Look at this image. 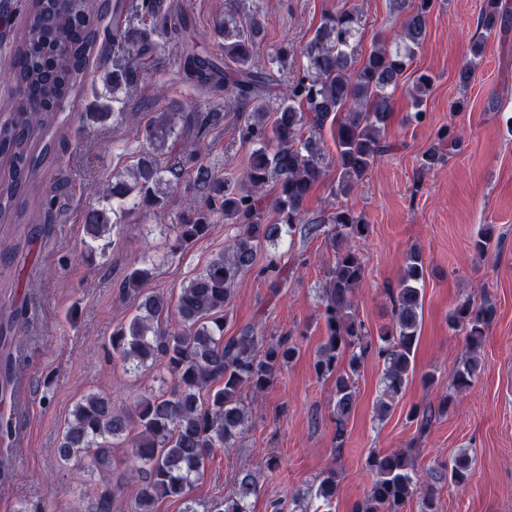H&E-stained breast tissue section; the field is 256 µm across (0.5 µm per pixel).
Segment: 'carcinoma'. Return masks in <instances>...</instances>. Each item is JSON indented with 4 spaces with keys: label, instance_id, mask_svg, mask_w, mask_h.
<instances>
[{
    "label": "carcinoma",
    "instance_id": "carcinoma-1",
    "mask_svg": "<svg viewBox=\"0 0 512 512\" xmlns=\"http://www.w3.org/2000/svg\"><path fill=\"white\" fill-rule=\"evenodd\" d=\"M435 0H392L400 18L393 44L377 47L356 63L361 17L343 9L322 16L309 42L298 50L302 59L297 75L279 87L275 72L288 67V47L268 55L267 65L255 66L264 34V19L254 13L241 24L224 19V93L250 107L242 126V139L252 145L243 175L229 180L210 167L194 162V155L176 157L169 141L185 112H160L136 130L143 141L127 175H117L101 190L107 204L89 209L84 232L88 249L106 238L131 210L161 209L168 194L185 178L209 191V206L188 208L173 225L174 249H185L210 233L214 216L237 226L205 269L188 279L177 300L144 285L154 276L155 263L145 258L126 273L122 293L137 302L135 314L112 332V356L134 370L161 365L172 378L164 394L140 396L130 406H118L102 394H88L75 405L57 448L68 465L91 460L102 482L91 497L87 512H115L114 458L108 440L120 439L130 448L135 473L136 512H155L163 499L180 501L183 512H251L250 498L258 491L255 471L239 470L236 488L211 503L192 497L193 485L206 460L215 452L237 447L248 431L250 411L245 394L271 386L299 353L290 333L265 338L251 326L224 337V312L239 275L254 267L258 248L265 243L295 237L324 236L334 252L321 295L325 339L318 347L313 369L319 378H334L332 412L336 420L337 448L344 443L345 423L354 411L361 365L373 355L383 365L377 416L383 420L399 403L415 373V351L422 317V288L426 267L418 251L408 253L397 288L390 291L392 320L369 330L358 319L355 290L365 275V263L356 242L369 236L363 214L338 206L327 216L309 217L305 204L311 190L325 175V146L320 130L327 126L336 145L337 195L348 196L363 183L374 166L390 151L385 137L393 112L394 94L404 85L416 52L428 33ZM100 0H29L30 25L8 59L0 63V80L15 90V106L0 113V226L10 223L20 196L37 185L49 147L36 150L37 136L56 123L66 102L80 93L86 62L97 44L96 23ZM480 35L468 61L458 73L465 90L471 83L488 38L512 32V8L507 0H483L477 18ZM112 39L141 54L147 36L133 39L116 31ZM189 70L207 78L217 63L199 54L187 59ZM105 81L112 93L96 99V116L121 115L123 90L132 78L126 67L113 66ZM432 76H416L406 92L412 101V122H425L424 102ZM437 143L422 156L424 175L442 166L462 148L453 127L439 130ZM276 186L273 224L266 223L269 184ZM495 238L492 224L484 225L474 249L484 253ZM260 274L274 292L287 283L281 257L267 258ZM495 315L492 301H459L448 313L449 327L463 333L468 350L453 373L454 394L469 389L483 372L480 350L486 328ZM11 321H0V391L12 379ZM453 394L443 395L437 406H415L409 419L426 429L448 413ZM475 455L461 448L448 463L417 477L407 451L373 455L369 467L374 478L353 512H404L418 500L419 512H438L436 485H465L472 478ZM338 489L335 471H328L304 492L273 503V512H319L314 501L331 506Z\"/></svg>",
    "mask_w": 512,
    "mask_h": 512
}]
</instances>
